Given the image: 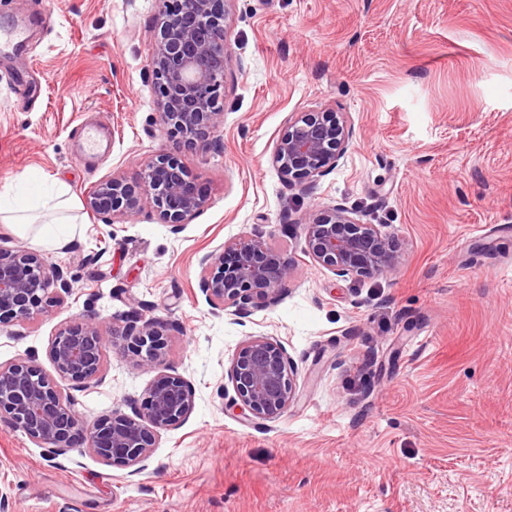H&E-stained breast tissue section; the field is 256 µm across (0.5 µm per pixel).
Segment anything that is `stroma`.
<instances>
[{
  "label": "stroma",
  "mask_w": 512,
  "mask_h": 512,
  "mask_svg": "<svg viewBox=\"0 0 512 512\" xmlns=\"http://www.w3.org/2000/svg\"><path fill=\"white\" fill-rule=\"evenodd\" d=\"M156 0H0L30 28L0 55V190L27 175L68 187L61 244L0 223V245L67 266L73 293L0 323V364L36 358L88 316L103 378L72 392L86 422L182 376L192 413L156 434L142 474L91 452L49 458L0 418L4 512H512V0H234L218 146L175 145L152 117ZM343 113L336 167L291 194L272 156L295 112ZM111 120V148L72 150ZM208 189L181 229L150 210L114 224L84 199L170 148ZM340 205L382 225L389 272L340 278L305 252L301 222ZM259 236L293 265L277 305L243 323L211 309L200 258ZM166 327L160 369L139 365L125 315ZM250 334L279 340L297 398L255 423L226 371Z\"/></svg>",
  "instance_id": "stroma-1"
}]
</instances>
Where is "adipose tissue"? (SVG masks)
<instances>
[{"mask_svg":"<svg viewBox=\"0 0 512 512\" xmlns=\"http://www.w3.org/2000/svg\"><path fill=\"white\" fill-rule=\"evenodd\" d=\"M65 193V185L56 182L32 197L24 184H17L15 188L0 192V216L20 226L38 225L40 242L59 240L61 225L71 221L70 216L60 211V199Z\"/></svg>","mask_w":512,"mask_h":512,"instance_id":"1","label":"adipose tissue"}]
</instances>
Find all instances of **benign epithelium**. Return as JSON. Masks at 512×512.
<instances>
[{
	"label": "benign epithelium",
	"instance_id": "obj_1",
	"mask_svg": "<svg viewBox=\"0 0 512 512\" xmlns=\"http://www.w3.org/2000/svg\"><path fill=\"white\" fill-rule=\"evenodd\" d=\"M158 35L148 68L158 93L154 123L182 141L208 145L224 122V79L229 63L226 39L229 4L236 0H159ZM349 140L337 112H296L280 136L273 163L288 189L305 191L336 167ZM205 190L175 151L149 161L134 181L114 176L86 196V209L106 222L147 208L178 229L205 207ZM312 262L340 278L359 279L393 270L399 256L393 240L375 224H362L342 206L307 214L301 223ZM201 291L216 311L246 317L255 298L279 302L291 265L260 237L228 241L219 254H206ZM72 292L68 269L16 245L0 246V322L46 314L60 294ZM127 350L144 366L158 367L165 354L163 324L155 318L127 321ZM107 341L101 322L85 318L60 329L47 347L56 372L72 386L87 389L101 380ZM297 371L275 338L250 335L227 369L238 400L255 419L274 422L295 400ZM116 406L87 423L34 361L0 365V416L50 457L88 450L104 462L121 461L133 477L144 470L152 438L185 420L194 409V391L181 376L161 372L141 406Z\"/></svg>",
	"mask_w": 512,
	"mask_h": 512
}]
</instances>
